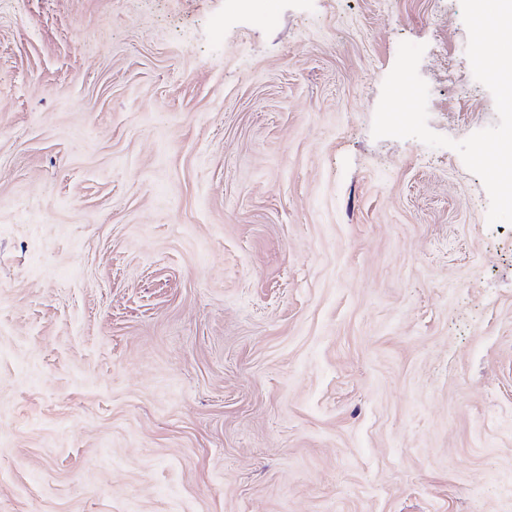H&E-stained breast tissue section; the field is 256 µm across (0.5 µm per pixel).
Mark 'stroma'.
Masks as SVG:
<instances>
[{"label": "stroma", "instance_id": "stroma-1", "mask_svg": "<svg viewBox=\"0 0 512 512\" xmlns=\"http://www.w3.org/2000/svg\"><path fill=\"white\" fill-rule=\"evenodd\" d=\"M460 0H0V512H512V224Z\"/></svg>", "mask_w": 512, "mask_h": 512}]
</instances>
